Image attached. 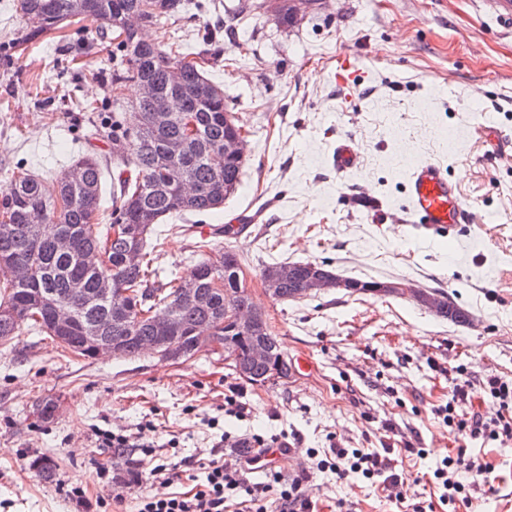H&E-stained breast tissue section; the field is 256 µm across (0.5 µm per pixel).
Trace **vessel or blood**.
Wrapping results in <instances>:
<instances>
[{
  "mask_svg": "<svg viewBox=\"0 0 512 512\" xmlns=\"http://www.w3.org/2000/svg\"><path fill=\"white\" fill-rule=\"evenodd\" d=\"M359 163L354 143L338 139L332 155L337 173L348 172ZM407 205L404 221L435 238H456L472 221V210L460 196L457 183L449 179L441 164L419 160L406 179Z\"/></svg>",
  "mask_w": 512,
  "mask_h": 512,
  "instance_id": "vessel-or-blood-1",
  "label": "vessel or blood"
}]
</instances>
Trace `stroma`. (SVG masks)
Listing matches in <instances>:
<instances>
[{
    "instance_id": "35a3bbf8",
    "label": "stroma",
    "mask_w": 512,
    "mask_h": 512,
    "mask_svg": "<svg viewBox=\"0 0 512 512\" xmlns=\"http://www.w3.org/2000/svg\"><path fill=\"white\" fill-rule=\"evenodd\" d=\"M176 27L190 50L207 29H219L210 77L243 127L249 163L220 217L202 218L189 235L161 226L157 265L163 276L188 277L204 257V238L237 253L282 352L307 355L314 369L259 386L218 354L87 360L22 332L0 345V512H135L155 484L122 487L118 504L98 473H125L141 453L113 455L95 432L133 435L147 421L174 463L228 455L226 432L287 438L291 451L276 466L288 478L307 472L316 512H402L381 483L308 466L311 449L368 448L394 460L409 497L446 512L432 480L459 445L440 413L455 378L469 382L457 415L488 419L498 406L487 378L512 384V156L478 135L492 126L512 138V20L501 0H318L293 26L268 6L244 22L219 7L185 15ZM343 56L357 72L349 91L334 80ZM54 57L50 49L0 57V189L15 165L57 174L84 152L108 150L87 140V115L64 100ZM83 61L78 97L111 111V53L94 50ZM341 137L361 153L347 174L331 163ZM423 157L444 165L473 208L455 240L397 221L406 176ZM244 212L258 222L205 235ZM281 260L440 291L470 319H439L394 293L332 289L279 303L264 292L260 271ZM232 388L242 392L247 420L224 414ZM44 398L56 411L41 425L35 405ZM170 439L176 447H167ZM467 453L492 470L466 512H512V442L476 441ZM41 456L55 461V481L33 470ZM74 485L84 499L70 496Z\"/></svg>"
}]
</instances>
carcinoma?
I'll list each match as a JSON object with an SVG mask.
<instances>
[{
    "mask_svg": "<svg viewBox=\"0 0 512 512\" xmlns=\"http://www.w3.org/2000/svg\"><path fill=\"white\" fill-rule=\"evenodd\" d=\"M192 0H17V9L25 19L20 29L0 39V53H16L43 40L52 29L66 28L71 18L81 16L97 22L83 32L86 49L112 46V75L108 86L151 80L168 87L169 72L180 67L184 73L182 111L165 126H156L148 107L131 102L135 122L126 120L123 97L112 95V120L90 122L88 137L107 139L111 151L104 158L83 156L75 162L81 167L82 180L73 184L67 172L39 176L17 166L7 187L0 191V261L24 264L30 273L11 278L0 271V344L12 340L22 328L47 335L53 342L78 357L91 358L85 345L84 330L95 324L100 335L116 342L118 358H135L141 344L157 336L153 315L164 310L174 330L172 344L190 358L198 352L201 336H217L237 352V365L253 385L288 377L292 364L280 349L277 336L268 322L258 320L243 330L224 319V304L229 301L240 312H250L252 301L240 279V261L235 252L215 250L199 262L191 282L180 278L163 280L154 266L157 227L173 218L187 221L211 216L219 211L242 180L248 159L213 162L224 147V136L236 126L234 113L224 102V90L208 78L207 67L215 56L208 49L184 54L181 44H147L129 34L115 41L130 10L144 9L145 20L159 26L179 19ZM190 115L196 134L190 136L183 126ZM184 141L176 157L167 153L171 140ZM118 169L112 183L109 206L102 205L105 174ZM187 182L193 191L185 199L174 196L172 185ZM124 230L116 234L113 227ZM42 227L40 240L34 230ZM98 249L107 264L90 266L83 256ZM293 265L298 275L273 286L272 297L279 302L306 295L312 268L327 269L319 262L275 261L263 266L261 280L279 267ZM223 289L213 287L215 281ZM110 283L111 295L99 294ZM195 285L200 300L184 296L182 289ZM438 301L434 315L443 320L465 322L469 315L448 300L443 292H434ZM78 299L82 306L79 322L58 339L52 329L53 306ZM262 340L269 356L254 361L250 351ZM39 476L52 481L55 466L46 457L32 462Z\"/></svg>",
    "mask_w": 512,
    "mask_h": 512,
    "instance_id": "cac0c4a2",
    "label": "carcinoma"
}]
</instances>
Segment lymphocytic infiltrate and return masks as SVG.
<instances>
[{"label":"lymphocytic infiltrate","instance_id":"f902f5d3","mask_svg":"<svg viewBox=\"0 0 512 512\" xmlns=\"http://www.w3.org/2000/svg\"><path fill=\"white\" fill-rule=\"evenodd\" d=\"M486 388L504 409V417L487 421L477 414L457 416V404L467 401L469 395L464 382L452 387L443 409L444 422L455 426L460 436L457 454L444 456L433 472L443 505H470L473 491L484 482L491 469L490 464L468 457L467 449L473 441L512 442V385L493 377L488 379ZM96 437L105 448L118 450L138 444L143 456L139 468L130 472V480L138 482L148 478L168 486L167 494L142 496L136 512H314V503L306 492L303 478L286 479L274 466L265 465L264 456L275 442L262 435L234 439L237 453L226 460L212 458L204 462L206 476L202 479L180 465L159 458L155 443L149 437L143 436L134 442L124 431L103 428L97 430ZM260 465L265 468L266 482H250V474ZM318 465L341 478L354 472L369 480H382L391 487L401 483L390 458L365 448H327ZM182 480L191 482V489L173 491V484Z\"/></svg>","mask_w":512,"mask_h":512}]
</instances>
